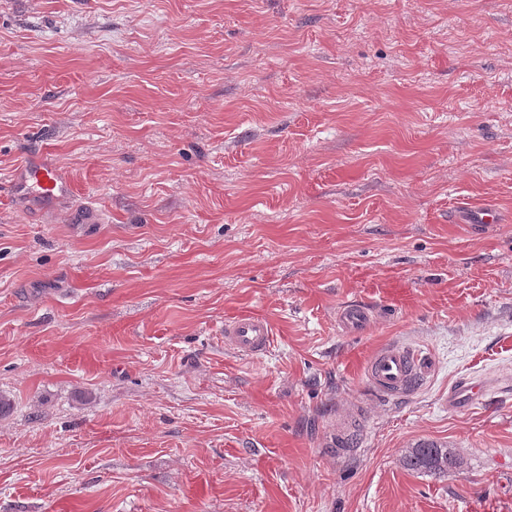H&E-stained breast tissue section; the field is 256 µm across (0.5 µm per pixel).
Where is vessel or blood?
<instances>
[{"instance_id": "1", "label": "vessel or blood", "mask_w": 512, "mask_h": 512, "mask_svg": "<svg viewBox=\"0 0 512 512\" xmlns=\"http://www.w3.org/2000/svg\"><path fill=\"white\" fill-rule=\"evenodd\" d=\"M11 194L54 200L70 194L71 186L54 166L30 163L18 169L9 185ZM374 319L373 311L358 303L341 307L337 326L347 333L365 331ZM272 322L263 316L240 314L224 322V343L239 355L265 353L274 341ZM428 362L419 353L400 343L379 347L365 365L369 386L388 397L409 395L429 372ZM492 388L490 380L474 378L458 382L448 391L449 407L460 409L482 404Z\"/></svg>"}]
</instances>
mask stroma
Returning a JSON list of instances; mask_svg holds the SVG:
<instances>
[{"label": "stroma", "instance_id": "35a3bbf8", "mask_svg": "<svg viewBox=\"0 0 512 512\" xmlns=\"http://www.w3.org/2000/svg\"><path fill=\"white\" fill-rule=\"evenodd\" d=\"M41 160L68 196L0 195V512H512V389L448 407L512 374V0H0V182ZM395 341L432 369L389 399ZM374 319L373 310L359 303L346 304L340 308L336 322L346 333L365 331ZM274 335L272 322L263 316L240 314L224 321V344L242 356L265 353L274 342ZM429 363L419 353L400 343L379 347L365 365L369 386L388 397L407 396L429 372ZM493 385V382L486 378L460 381L448 391V407L460 409L481 405ZM405 464L410 470H427L433 472L448 471V467L457 465V459L448 451L434 443H421L411 448L405 457Z\"/></svg>", "mask_w": 512, "mask_h": 512}]
</instances>
